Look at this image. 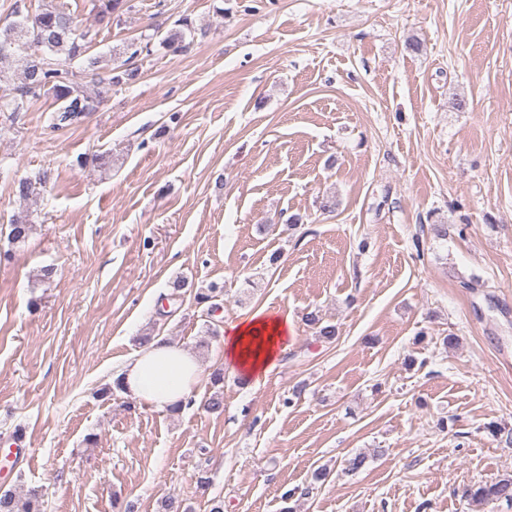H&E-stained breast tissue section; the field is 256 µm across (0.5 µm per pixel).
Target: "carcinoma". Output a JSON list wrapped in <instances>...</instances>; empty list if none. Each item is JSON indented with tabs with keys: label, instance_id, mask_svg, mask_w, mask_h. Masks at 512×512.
I'll return each mask as SVG.
<instances>
[{
	"label": "carcinoma",
	"instance_id": "1",
	"mask_svg": "<svg viewBox=\"0 0 512 512\" xmlns=\"http://www.w3.org/2000/svg\"><path fill=\"white\" fill-rule=\"evenodd\" d=\"M134 8L132 0H101L98 6V20L111 23ZM206 35V30L197 29L186 18L181 20V28L170 31L159 45L180 52L186 48V35ZM86 35L79 32L73 17L63 10L45 9L33 17L32 26L12 24L0 32V64L12 61L22 63L20 85L7 93L0 94V112H24L28 103L44 95L53 97L56 108L50 115L52 129L73 125L95 110V99L89 95L81 83L74 80L68 64L75 58L83 57L82 72L90 81L100 76L102 60L96 56H84L86 45L81 43ZM152 53L149 38L131 37L123 43L120 54L126 56L122 64L112 69L110 82L114 85L134 82L139 75L136 59ZM50 179V173L39 169L28 173L14 182V193L23 201L40 195ZM33 225L29 218L18 216L9 224V240L14 244L26 242ZM219 296V288L213 286L195 294L196 303L207 305V314L218 309L213 299ZM306 321L316 334L326 340L336 336V326L326 324L317 313L307 314ZM224 372L217 368L211 373L213 393L204 402L206 411L220 414L224 411L223 391ZM467 495L475 502L490 504L506 502L512 505V475L506 474L493 481L479 483L467 490ZM41 493L31 489L24 495L12 491L0 493V512H41Z\"/></svg>",
	"mask_w": 512,
	"mask_h": 512
}]
</instances>
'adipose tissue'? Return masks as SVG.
Segmentation results:
<instances>
[{
  "instance_id": "adipose-tissue-1",
  "label": "adipose tissue",
  "mask_w": 512,
  "mask_h": 512,
  "mask_svg": "<svg viewBox=\"0 0 512 512\" xmlns=\"http://www.w3.org/2000/svg\"><path fill=\"white\" fill-rule=\"evenodd\" d=\"M290 325V320L261 311L232 325L224 339V366L249 379L266 374L277 364ZM201 374L202 364L193 353L158 337L131 357L117 377L139 404L166 410L190 398Z\"/></svg>"
}]
</instances>
